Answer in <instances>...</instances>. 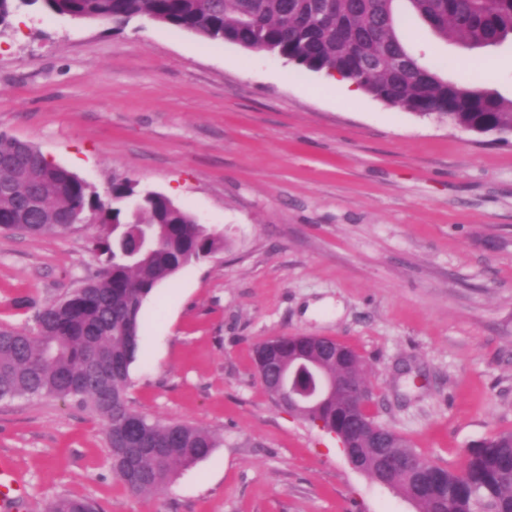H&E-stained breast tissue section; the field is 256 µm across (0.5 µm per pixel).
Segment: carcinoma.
Returning <instances> with one entry per match:
<instances>
[{
	"mask_svg": "<svg viewBox=\"0 0 512 512\" xmlns=\"http://www.w3.org/2000/svg\"><path fill=\"white\" fill-rule=\"evenodd\" d=\"M41 3L51 14L117 26L147 19L211 42L261 49L315 72L338 71L369 95L422 118L457 126L485 122L512 135V100L444 78L410 51L399 30L400 5L437 36L471 48L512 37V0H0V25L20 7ZM43 179L32 181L20 169ZM101 225L94 241L104 265L80 287L44 305L37 327H0V400L49 397L90 409L104 424L114 476L131 492L163 489L176 470L210 455L213 433L160 423L134 410L127 397L130 367L140 347L145 301L164 280L224 250V234L199 224L170 198L126 179L103 198L87 181L48 161L39 148L0 133V224L33 235ZM323 368L358 392H370L354 352ZM351 404L342 393L313 412L334 425ZM348 431L354 462L374 481L410 497L418 512H512V431L466 450L461 469L444 473L448 486L422 492L420 460L395 431L380 424ZM404 463L385 472L379 457ZM50 512H96L84 497L56 498Z\"/></svg>",
	"mask_w": 512,
	"mask_h": 512,
	"instance_id": "cac0c4a2",
	"label": "carcinoma"
}]
</instances>
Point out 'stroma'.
Returning a JSON list of instances; mask_svg holds the SVG:
<instances>
[{
  "mask_svg": "<svg viewBox=\"0 0 512 512\" xmlns=\"http://www.w3.org/2000/svg\"><path fill=\"white\" fill-rule=\"evenodd\" d=\"M449 79L512 100V39L487 48L404 26ZM0 132L107 193L130 179L223 232V252L143 307L131 406L218 445L154 493L112 472L101 420L52 398L0 400V453L24 512H417L354 469L335 436L262 386L253 348L326 336L367 370L373 419L458 470L512 431V137L418 117L258 50L134 20L20 9L0 28ZM100 228L0 230V325L94 276ZM51 512H96L93 502L84 497L62 496L56 498L50 507Z\"/></svg>",
  "mask_w": 512,
  "mask_h": 512,
  "instance_id": "1",
  "label": "stroma"
}]
</instances>
